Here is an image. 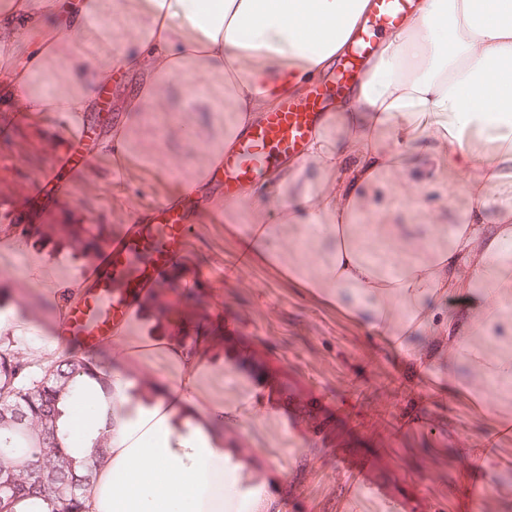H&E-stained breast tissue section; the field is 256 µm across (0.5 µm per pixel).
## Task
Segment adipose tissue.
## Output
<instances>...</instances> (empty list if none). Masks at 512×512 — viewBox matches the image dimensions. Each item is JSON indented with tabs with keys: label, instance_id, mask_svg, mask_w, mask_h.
<instances>
[{
	"label": "adipose tissue",
	"instance_id": "1",
	"mask_svg": "<svg viewBox=\"0 0 512 512\" xmlns=\"http://www.w3.org/2000/svg\"><path fill=\"white\" fill-rule=\"evenodd\" d=\"M368 0H0V92L33 112L91 111L111 74L136 81L125 124L112 130L124 168L126 142L143 113L161 108L174 81L200 76L199 93L224 115L211 139L182 126L196 156L198 192L239 135L282 98L327 74ZM82 50H74V42ZM459 179L449 204L418 230L425 189ZM512 0H419L381 33L362 76L328 112L305 154L225 201L234 218L248 203L257 261L320 303L393 336L422 331L457 339L482 382L480 408L512 390V356L478 336L512 335ZM100 374L110 395L95 418L109 428L81 489L83 512H269L281 482L246 480L224 442V404L199 389L198 349L124 332ZM156 355L175 375L154 381L149 404L133 406L130 360Z\"/></svg>",
	"mask_w": 512,
	"mask_h": 512
}]
</instances>
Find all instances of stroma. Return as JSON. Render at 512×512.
Instances as JSON below:
<instances>
[{"mask_svg":"<svg viewBox=\"0 0 512 512\" xmlns=\"http://www.w3.org/2000/svg\"><path fill=\"white\" fill-rule=\"evenodd\" d=\"M194 81L182 77L173 92L183 119L204 137L215 131V116L193 98ZM17 104L0 97V200L32 198L42 170L63 146L56 124L18 121ZM131 149L141 158L166 149L161 177L148 170L117 178L105 154L70 180L42 214L38 247L51 260L65 257L67 278L87 245L62 238L63 226L101 227L107 244L122 224L156 199L188 182L195 163L173 131L169 115L151 112L129 131ZM95 184L96 193L85 191ZM250 234L248 220L235 224L203 218L184 261V272L203 276L201 287L181 289V310L189 323H203L213 342L202 376L222 374L224 431L241 426L249 447L259 449L271 476L281 481L272 512H380L378 503L345 500L350 488L338 472L337 449L375 458L374 479L392 497L417 503L419 512H458L451 494L465 467L478 463L486 487L483 512H512V441L484 448L499 422L512 419V395L498 393L489 411L475 414L468 387L475 378L465 354L449 356L448 344L413 336L408 348L389 345L349 314L320 305L275 269L248 263L232 269L231 259ZM7 306L39 325H51L55 301L37 286L10 289ZM238 321L237 333L224 323ZM252 354L263 383L229 356ZM285 387L296 400H318L325 419L321 432L295 437L287 411L265 407L270 390Z\"/></svg>","mask_w":512,"mask_h":512,"instance_id":"obj_1","label":"stroma"}]
</instances>
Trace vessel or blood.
<instances>
[{
    "label": "vessel or blood",
    "mask_w": 512,
    "mask_h": 512,
    "mask_svg": "<svg viewBox=\"0 0 512 512\" xmlns=\"http://www.w3.org/2000/svg\"><path fill=\"white\" fill-rule=\"evenodd\" d=\"M415 6L416 0H370L349 51L337 62L333 80L316 87L309 96L284 98L225 154L219 165L225 198H233L237 186L260 180L284 160L300 158L334 94L358 77L360 60L374 50L380 33L396 26ZM59 128L66 147L53 166L38 176L39 194L47 201L62 193L71 177L93 158L90 143L96 131L88 120L75 125L63 122ZM203 205L193 189L180 187L156 201L146 215L124 225L102 251L82 260L74 286L85 289L86 295L64 310L59 321L64 335L93 351L141 318L142 303L179 270ZM29 213L27 206L0 203L1 243L30 247L34 226ZM340 464L350 474L356 495L379 500L384 512H413L411 502L391 497L385 488L370 481L371 460L344 455ZM485 492L483 483L468 475L461 489L465 512H481Z\"/></svg>",
    "instance_id": "obj_1"
}]
</instances>
